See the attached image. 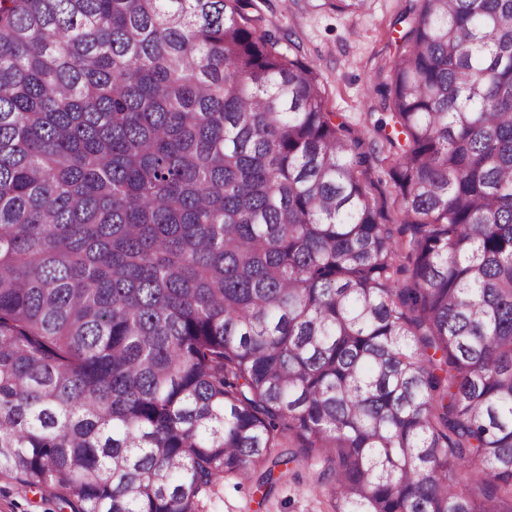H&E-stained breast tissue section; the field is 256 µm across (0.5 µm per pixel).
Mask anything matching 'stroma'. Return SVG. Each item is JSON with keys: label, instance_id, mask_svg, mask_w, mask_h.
I'll use <instances>...</instances> for the list:
<instances>
[{"label": "stroma", "instance_id": "1", "mask_svg": "<svg viewBox=\"0 0 512 512\" xmlns=\"http://www.w3.org/2000/svg\"><path fill=\"white\" fill-rule=\"evenodd\" d=\"M402 0H367L364 11L349 15L326 0H263L262 25L279 35L282 50L301 57L319 73L326 111L358 122L367 110V92L379 69L393 58L397 33L393 19ZM313 466L290 468L269 496L250 483L225 477L209 512H333L316 489ZM0 512H71L52 493L0 474Z\"/></svg>", "mask_w": 512, "mask_h": 512}]
</instances>
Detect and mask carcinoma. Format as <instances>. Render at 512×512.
<instances>
[{
    "label": "carcinoma",
    "mask_w": 512,
    "mask_h": 512,
    "mask_svg": "<svg viewBox=\"0 0 512 512\" xmlns=\"http://www.w3.org/2000/svg\"><path fill=\"white\" fill-rule=\"evenodd\" d=\"M405 2L370 131L254 0H0V471L512 512V0Z\"/></svg>",
    "instance_id": "1"
}]
</instances>
